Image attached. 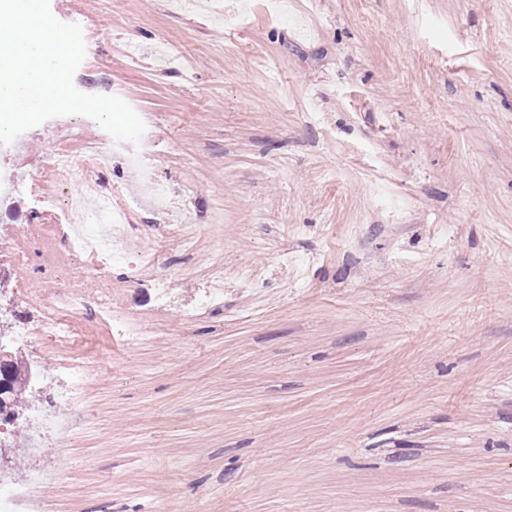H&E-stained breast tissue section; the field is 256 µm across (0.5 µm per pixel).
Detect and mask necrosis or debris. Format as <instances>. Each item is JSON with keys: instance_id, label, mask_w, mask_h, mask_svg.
I'll return each mask as SVG.
<instances>
[{"instance_id": "obj_1", "label": "necrosis or debris", "mask_w": 512, "mask_h": 512, "mask_svg": "<svg viewBox=\"0 0 512 512\" xmlns=\"http://www.w3.org/2000/svg\"><path fill=\"white\" fill-rule=\"evenodd\" d=\"M92 120L84 115H66L50 118L47 127L51 148L46 154L38 181L42 191L38 206L49 222L44 227L53 252L79 258L80 266L72 271L47 269L53 287H44L35 280L26 285V300L36 314L33 324L15 327L7 341L26 344L34 340L60 342L70 340L74 334V317H89L108 325L115 336L126 345L135 346L141 340L137 325L126 319L124 308L115 292L111 273L116 264H128V281L144 279L151 282L158 308H182L189 317L206 314L213 301L222 297L224 262H211L197 284L200 297L182 295L177 283L181 273L164 271L165 252L157 250L154 261L147 269H139L131 262L132 237L135 211L146 208L156 222L151 230L162 245L173 236L179 237L184 252H191L198 227L182 221L186 210L183 194H176L163 187L143 154L133 152L131 145L116 143L102 129L93 136L84 130ZM123 163L133 173V189L127 200H117L114 191L103 190L96 181V174ZM65 174L69 181L79 184L80 190L71 194L65 209H58L56 195L47 184L58 174ZM92 273L97 281L95 288L82 295L72 294L67 283L71 277ZM73 425L45 418L43 428L29 432L27 443L20 453L36 458L37 463L28 476L17 479L0 475V512H37L39 502L47 489L57 483V464L41 462L40 450L46 434H53L60 444H67Z\"/></svg>"}]
</instances>
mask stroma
<instances>
[{
    "mask_svg": "<svg viewBox=\"0 0 512 512\" xmlns=\"http://www.w3.org/2000/svg\"><path fill=\"white\" fill-rule=\"evenodd\" d=\"M50 0L77 89L157 118L144 154L189 188L191 319L124 288L145 331L28 344L85 359L86 406L41 512H512V0ZM0 144V167L33 169ZM0 207V329L33 321Z\"/></svg>",
    "mask_w": 512,
    "mask_h": 512,
    "instance_id": "1",
    "label": "stroma"
}]
</instances>
